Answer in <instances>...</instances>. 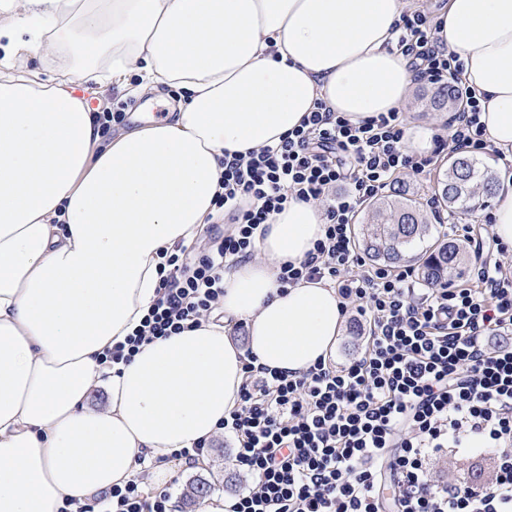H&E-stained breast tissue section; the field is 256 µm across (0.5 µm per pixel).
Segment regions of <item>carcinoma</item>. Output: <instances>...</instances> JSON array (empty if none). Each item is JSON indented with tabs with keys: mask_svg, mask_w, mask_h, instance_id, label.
Returning a JSON list of instances; mask_svg holds the SVG:
<instances>
[{
	"mask_svg": "<svg viewBox=\"0 0 512 512\" xmlns=\"http://www.w3.org/2000/svg\"><path fill=\"white\" fill-rule=\"evenodd\" d=\"M494 176L472 156L460 155L438 176L434 199L467 211L479 198L492 195ZM430 232L421 203L407 186L373 204L371 221L362 225L358 240L363 252L373 260L389 264L416 261L421 278L430 283H446L465 273V248L454 240L437 238L433 247L415 252L418 242Z\"/></svg>",
	"mask_w": 512,
	"mask_h": 512,
	"instance_id": "obj_1",
	"label": "carcinoma"
}]
</instances>
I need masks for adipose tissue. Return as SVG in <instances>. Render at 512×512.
<instances>
[{
  "instance_id": "ef3b65f1",
  "label": "adipose tissue",
  "mask_w": 512,
  "mask_h": 512,
  "mask_svg": "<svg viewBox=\"0 0 512 512\" xmlns=\"http://www.w3.org/2000/svg\"><path fill=\"white\" fill-rule=\"evenodd\" d=\"M410 0H0V512H59L121 486L138 457L208 443L244 363L299 374L328 359L335 288L282 287L323 233L290 201L224 277L222 316L144 343L113 369L161 282V254L218 217L225 153L279 143L316 100L358 122L405 105L393 49ZM439 35L481 92L485 139L512 162V0H447ZM180 89L168 119L106 137L82 91ZM245 323L246 345L230 335ZM104 388L107 402L90 403Z\"/></svg>"
}]
</instances>
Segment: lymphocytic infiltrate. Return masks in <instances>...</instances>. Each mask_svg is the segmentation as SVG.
I'll list each match as a JSON object with an SVG mask.
<instances>
[{"instance_id": "1", "label": "lymphocytic infiltrate", "mask_w": 512, "mask_h": 512, "mask_svg": "<svg viewBox=\"0 0 512 512\" xmlns=\"http://www.w3.org/2000/svg\"><path fill=\"white\" fill-rule=\"evenodd\" d=\"M396 28L414 80L453 82L460 105L447 135L418 154L404 145L402 110L355 123L319 100L279 144L225 154L217 206L230 230L167 255L156 300L112 352L113 363L130 362L142 343L212 316L225 271L254 256L257 227L290 200L324 203L323 237L278 279L332 284L343 311L365 316L368 342L345 365L321 361L294 377L245 364L240 404L223 423L245 481L228 512H512V273L500 261L512 249L474 238L471 281L451 288L408 266L368 263L353 244L354 216L397 175L430 171L446 151L488 147L479 95L438 22L406 11ZM473 438L497 451L491 482L429 478L431 456ZM145 472L137 462L125 486L100 497L106 512H171L170 493L148 488Z\"/></svg>"}]
</instances>
